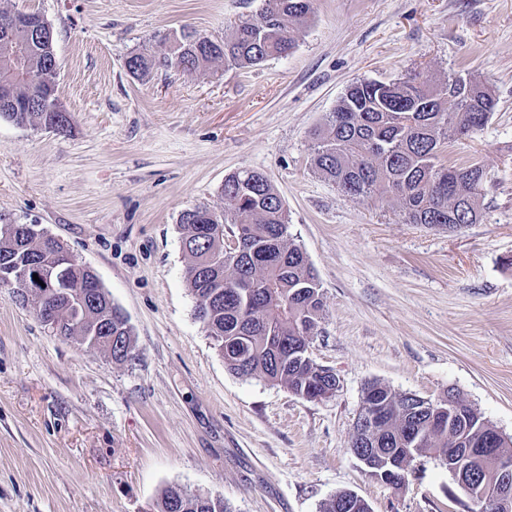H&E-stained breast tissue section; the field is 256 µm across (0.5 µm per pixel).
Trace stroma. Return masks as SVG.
Returning a JSON list of instances; mask_svg holds the SVG:
<instances>
[{
  "label": "stroma",
  "instance_id": "35a3bbf8",
  "mask_svg": "<svg viewBox=\"0 0 512 512\" xmlns=\"http://www.w3.org/2000/svg\"><path fill=\"white\" fill-rule=\"evenodd\" d=\"M261 0H0L53 28L71 128L0 120V227L37 224L90 266L134 331L115 363L55 335L0 288V512H148L178 486L233 512H320L341 491L372 512H467L444 461L405 490L349 448L368 384L454 390L512 436V0H315L292 54L235 69L130 75L142 46L190 26L224 37ZM461 75L492 90L487 125L445 145L488 172L479 223H403L311 168L308 134L346 89ZM263 172L325 311L309 351L340 379L306 400L228 371L185 278L183 211L224 209L229 173Z\"/></svg>",
  "mask_w": 512,
  "mask_h": 512
}]
</instances>
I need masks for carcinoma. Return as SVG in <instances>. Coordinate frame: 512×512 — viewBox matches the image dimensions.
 <instances>
[{"label": "carcinoma", "mask_w": 512, "mask_h": 512, "mask_svg": "<svg viewBox=\"0 0 512 512\" xmlns=\"http://www.w3.org/2000/svg\"><path fill=\"white\" fill-rule=\"evenodd\" d=\"M313 13L314 0H262L259 12L236 23L230 36L212 39L184 27L162 37L164 54L148 49L135 53L127 69L143 78L159 68L191 74L219 60L228 68H248L288 55L295 31ZM57 70L55 49L32 35L18 33L13 42L0 45V80L14 81L16 99L22 103L18 108L0 105V119L66 132L56 97ZM495 105L488 88L461 75L440 87L415 76L354 83L312 132L311 165L348 196L397 205L406 224L442 231L476 224L488 172L477 163L447 165L441 154L446 143L482 128ZM222 194L224 212L189 209L181 215L180 230L196 316L225 366L239 377H263L308 400L317 391L336 389L333 370L304 360L305 346L323 316V294L308 257L288 236L280 195L257 170L225 176ZM233 236L241 239V248L231 256L224 242ZM64 251L59 242L50 249L38 239H20L9 227L0 230V269L36 258L58 286L75 288L88 272L73 261L59 266ZM58 335L104 353L112 342L115 362L128 360L134 347L128 317L103 287L77 322L64 324ZM367 390L374 391L382 412L371 440L379 465L394 452L412 464L452 448H486L494 435L491 424L471 406L437 432L430 423L436 410L432 404L380 383ZM348 496L336 494L321 512H371L364 500L345 507ZM153 512L232 510L220 496L171 486L162 490Z\"/></svg>", "instance_id": "1"}]
</instances>
